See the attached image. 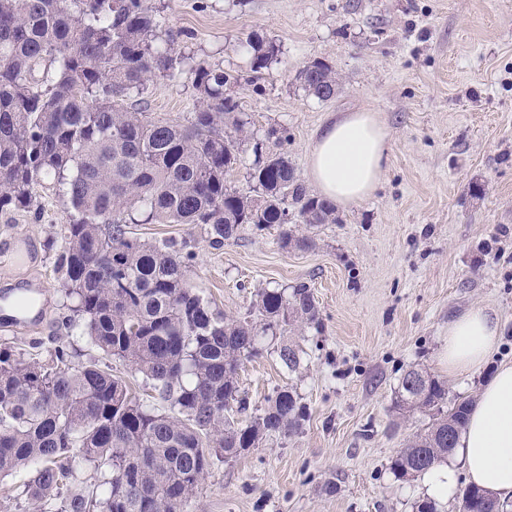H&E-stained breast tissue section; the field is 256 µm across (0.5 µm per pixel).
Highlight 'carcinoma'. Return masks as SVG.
Listing matches in <instances>:
<instances>
[{"instance_id": "1", "label": "carcinoma", "mask_w": 512, "mask_h": 512, "mask_svg": "<svg viewBox=\"0 0 512 512\" xmlns=\"http://www.w3.org/2000/svg\"><path fill=\"white\" fill-rule=\"evenodd\" d=\"M155 30L147 0H0V212L31 206L35 189L53 181L71 207L57 264L71 310L91 344L126 361L151 391L139 398L63 343L47 362L0 348V474L37 464L26 496L57 500L58 512H185L215 462L297 431L307 414L295 389L278 386L246 416L239 372L270 337L281 364L299 368L287 333L319 324L311 288H260L250 317H228L189 278L188 241L148 243L128 227L190 224L220 246L243 224H278L283 247L308 248L313 239L285 224L288 205L308 228L336 223V207L307 191L288 155L249 143L224 90L235 77L220 68L192 69L199 107L184 124L127 106L181 64ZM246 45L259 80L280 49L257 32ZM297 78L320 100L336 95L325 59ZM247 145L254 161L243 194L227 177ZM395 405L431 415L391 461L397 478L413 480L447 459L473 401L448 400L444 381L413 368ZM81 461L108 467L104 494L77 482ZM481 492L466 487L459 512L478 508Z\"/></svg>"}]
</instances>
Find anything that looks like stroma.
Here are the masks:
<instances>
[{
    "label": "stroma",
    "mask_w": 512,
    "mask_h": 512,
    "mask_svg": "<svg viewBox=\"0 0 512 512\" xmlns=\"http://www.w3.org/2000/svg\"><path fill=\"white\" fill-rule=\"evenodd\" d=\"M157 34L179 33L185 60L172 79L151 80L141 108L186 122L198 100L191 70L205 64L239 75L232 93L256 138L280 128L309 183L308 150L337 112L375 113L390 135L377 192L336 221L310 229L309 248H283L278 227L243 225L210 245L183 224H135L145 242L189 239V276L229 317L244 316L260 288L310 286L319 324L289 332L297 371L275 355L245 363L239 383L249 413L274 387H294L302 427L213 468L187 512H413L422 479L395 478L390 464L429 415L405 414L394 390L412 368L448 384L449 398L476 397L482 375L451 378L438 362L449 320L473 306L498 313L492 365L512 363V0H149ZM274 40L281 61L250 83L246 36ZM329 60L339 82L321 101L296 73ZM69 206L53 187L31 208L0 212V295L40 283L42 316L0 327V345L48 358L67 344L149 390L127 363L105 355L68 321L56 270Z\"/></svg>",
    "instance_id": "obj_1"
}]
</instances>
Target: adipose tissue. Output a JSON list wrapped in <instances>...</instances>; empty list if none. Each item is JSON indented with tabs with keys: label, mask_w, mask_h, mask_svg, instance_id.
<instances>
[{
	"label": "adipose tissue",
	"mask_w": 512,
	"mask_h": 512,
	"mask_svg": "<svg viewBox=\"0 0 512 512\" xmlns=\"http://www.w3.org/2000/svg\"><path fill=\"white\" fill-rule=\"evenodd\" d=\"M389 134L374 113L344 112L312 142L309 177L319 194L349 207L369 198L384 175ZM502 338L498 314L475 306L448 323L439 354L450 376L482 372ZM477 485L499 499H512V366L503 365L480 385L476 403L447 461L424 478L435 501L452 500L460 482Z\"/></svg>",
	"instance_id": "adipose-tissue-1"
}]
</instances>
